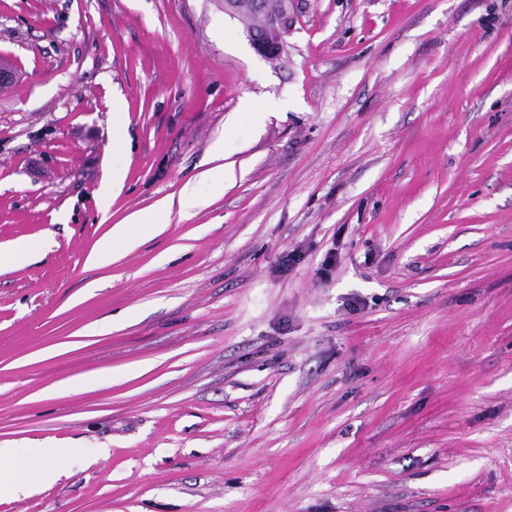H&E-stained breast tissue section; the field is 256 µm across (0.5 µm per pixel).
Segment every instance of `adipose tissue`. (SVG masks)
<instances>
[{"label":"adipose tissue","mask_w":512,"mask_h":512,"mask_svg":"<svg viewBox=\"0 0 512 512\" xmlns=\"http://www.w3.org/2000/svg\"><path fill=\"white\" fill-rule=\"evenodd\" d=\"M158 212L136 213L111 227L98 241L89 261L93 266L111 263L113 257L135 243L136 228L157 221ZM72 455L68 448H9L0 445V492L28 494L38 484L58 479Z\"/></svg>","instance_id":"adipose-tissue-1"}]
</instances>
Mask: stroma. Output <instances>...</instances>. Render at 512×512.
I'll return each mask as SVG.
<instances>
[{
  "label": "stroma",
  "mask_w": 512,
  "mask_h": 512,
  "mask_svg": "<svg viewBox=\"0 0 512 512\" xmlns=\"http://www.w3.org/2000/svg\"><path fill=\"white\" fill-rule=\"evenodd\" d=\"M288 14L0 0V442L104 451L0 512H512V0ZM239 1H252L249 8L255 23L248 32L254 49L263 56L272 54L271 51L280 54L283 49L282 32L288 26V1L279 0L280 7L273 9L271 0H225L224 10L238 16ZM160 211L136 213L127 217L122 223L116 224L98 241L89 257L94 267L104 266L112 262V258L135 244L136 226L141 224H159L157 215Z\"/></svg>",
  "instance_id": "stroma-1"
}]
</instances>
